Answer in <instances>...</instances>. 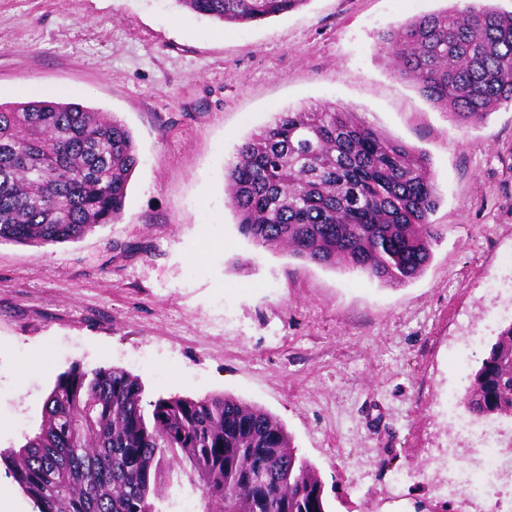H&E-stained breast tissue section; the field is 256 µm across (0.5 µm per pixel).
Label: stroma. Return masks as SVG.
<instances>
[{
    "label": "stroma",
    "instance_id": "stroma-1",
    "mask_svg": "<svg viewBox=\"0 0 512 512\" xmlns=\"http://www.w3.org/2000/svg\"><path fill=\"white\" fill-rule=\"evenodd\" d=\"M466 4L308 0L224 24L177 0H0V102L34 82L114 114L139 159L120 220L0 244V449L37 432L73 363L113 366L148 402L224 393L276 416L329 512H482L448 490V464L482 466L447 398L512 323V104L458 126L377 50L383 30ZM321 101L427 155L441 237L416 279L383 284L239 234L225 165L275 113ZM34 346L44 356L18 385Z\"/></svg>",
    "mask_w": 512,
    "mask_h": 512
}]
</instances>
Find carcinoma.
Returning <instances> with one entry per match:
<instances>
[{
	"instance_id": "cac0c4a2",
	"label": "carcinoma",
	"mask_w": 512,
	"mask_h": 512,
	"mask_svg": "<svg viewBox=\"0 0 512 512\" xmlns=\"http://www.w3.org/2000/svg\"><path fill=\"white\" fill-rule=\"evenodd\" d=\"M222 23L287 13L309 0H177ZM396 75L461 127L512 102V12L446 8L380 35ZM138 164L132 132L75 102L0 103V243L75 241L123 213ZM238 232L269 250L384 284L420 276L440 238L425 154L331 102L277 113L224 168ZM477 417H512V322L460 399ZM143 405L138 377L71 365L43 405L39 431L0 462L37 512H158L173 464L201 512H327L318 472L283 423L225 395Z\"/></svg>"
}]
</instances>
